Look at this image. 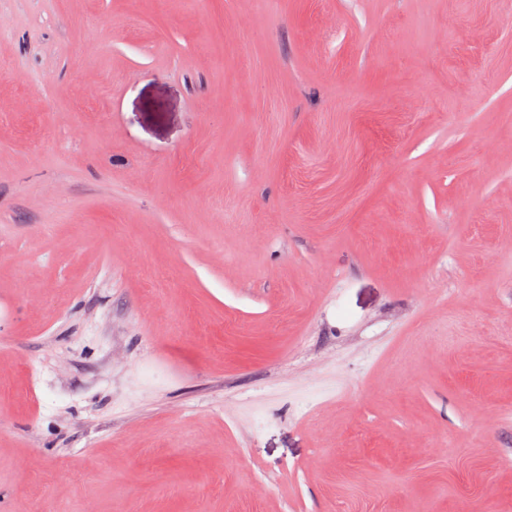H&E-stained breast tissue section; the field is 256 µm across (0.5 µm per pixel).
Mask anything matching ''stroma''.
<instances>
[{"mask_svg":"<svg viewBox=\"0 0 512 512\" xmlns=\"http://www.w3.org/2000/svg\"><path fill=\"white\" fill-rule=\"evenodd\" d=\"M0 512H512V0H0Z\"/></svg>","mask_w":512,"mask_h":512,"instance_id":"stroma-1","label":"stroma"}]
</instances>
